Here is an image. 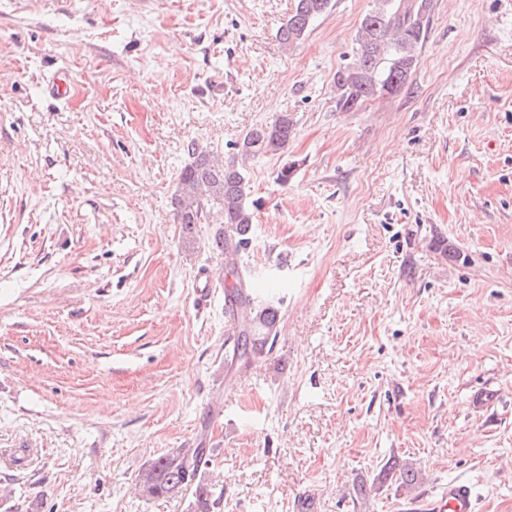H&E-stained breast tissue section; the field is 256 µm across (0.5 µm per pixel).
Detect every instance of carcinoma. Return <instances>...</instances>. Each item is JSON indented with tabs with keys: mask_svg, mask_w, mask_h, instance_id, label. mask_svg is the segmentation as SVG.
Returning a JSON list of instances; mask_svg holds the SVG:
<instances>
[{
	"mask_svg": "<svg viewBox=\"0 0 512 512\" xmlns=\"http://www.w3.org/2000/svg\"><path fill=\"white\" fill-rule=\"evenodd\" d=\"M430 6L431 0H376L361 20L353 61L334 75L339 110H356L368 100L400 92L409 83L416 50L428 36ZM331 8L332 0H295L277 32L279 40L288 46L298 43ZM293 130V120L286 115L270 126H256L237 144L238 154H277L288 145ZM189 155L191 161L178 175L174 197L177 223L183 225L184 243L189 246L194 244L196 225H216L210 244L224 255L225 278L232 279L224 288L227 312L238 327L233 358L246 365L276 339L279 322L278 308L254 304L247 278L238 267L256 203L250 200L245 170L236 162L222 161L195 144ZM210 462L209 448H179L160 455L139 473L140 493L159 499L191 491V512H213L217 503L201 480Z\"/></svg>",
	"mask_w": 512,
	"mask_h": 512,
	"instance_id": "1",
	"label": "carcinoma"
}]
</instances>
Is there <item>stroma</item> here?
Masks as SVG:
<instances>
[{
    "mask_svg": "<svg viewBox=\"0 0 512 512\" xmlns=\"http://www.w3.org/2000/svg\"><path fill=\"white\" fill-rule=\"evenodd\" d=\"M374 6L287 49L294 0H0V512H190L136 483L196 446L215 512H429L452 481L512 512V0H432L408 85L341 112ZM193 143L258 203L239 265L280 322L247 366L213 227L175 219ZM294 124L288 115H282L270 126L259 125L250 129L236 145L237 154L256 156L277 154L288 145Z\"/></svg>",
    "mask_w": 512,
    "mask_h": 512,
    "instance_id": "obj_1",
    "label": "stroma"
}]
</instances>
